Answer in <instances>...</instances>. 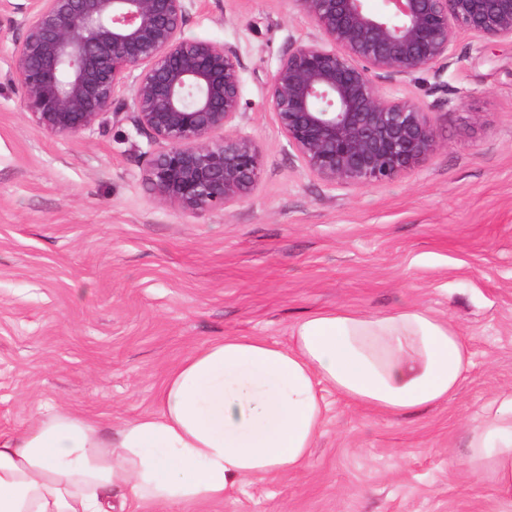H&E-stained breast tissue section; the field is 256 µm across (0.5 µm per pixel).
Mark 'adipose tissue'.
Wrapping results in <instances>:
<instances>
[{
	"mask_svg": "<svg viewBox=\"0 0 512 512\" xmlns=\"http://www.w3.org/2000/svg\"><path fill=\"white\" fill-rule=\"evenodd\" d=\"M473 365L459 330L429 309L317 311L288 345L227 335L186 355L156 412L118 428L49 410L0 434V512H172L244 482L305 470L332 392L379 415L446 403ZM471 429L466 461L512 508V394Z\"/></svg>",
	"mask_w": 512,
	"mask_h": 512,
	"instance_id": "obj_1",
	"label": "adipose tissue"
}]
</instances>
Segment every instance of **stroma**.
Masks as SVG:
<instances>
[{"label":"stroma","mask_w":512,"mask_h":512,"mask_svg":"<svg viewBox=\"0 0 512 512\" xmlns=\"http://www.w3.org/2000/svg\"><path fill=\"white\" fill-rule=\"evenodd\" d=\"M20 2L0 5V433L47 404L116 426L156 411L170 368L215 338L285 346L316 311L416 303L474 354L454 397L381 416L327 394L306 470L179 512H501L464 458L470 428L512 394V42L461 37L444 89L429 72L400 89L428 108L436 150L391 181L334 187L266 105L310 20L288 0H199L183 32L237 47L239 129L263 169L247 201L194 216L146 182L130 99L104 130L54 137L31 122L12 67Z\"/></svg>","instance_id":"stroma-1"}]
</instances>
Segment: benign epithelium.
<instances>
[{"label":"benign epithelium","mask_w":512,"mask_h":512,"mask_svg":"<svg viewBox=\"0 0 512 512\" xmlns=\"http://www.w3.org/2000/svg\"><path fill=\"white\" fill-rule=\"evenodd\" d=\"M197 0H28L13 70L24 110L50 136L104 128L129 94L158 200L195 216L248 199L262 173L240 132L237 48L188 38ZM315 33L293 43L268 84L267 105L308 170L330 185L369 187L410 170L437 147L430 112L396 87L439 79L458 39L512 40V0H289ZM385 79L393 89H380Z\"/></svg>","instance_id":"7a95c632"}]
</instances>
